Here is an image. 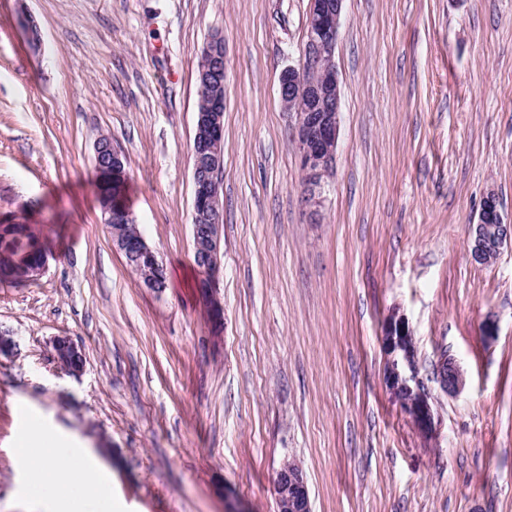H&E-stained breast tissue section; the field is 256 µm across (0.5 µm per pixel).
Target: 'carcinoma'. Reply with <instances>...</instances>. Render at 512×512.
<instances>
[{
    "label": "carcinoma",
    "instance_id": "carcinoma-1",
    "mask_svg": "<svg viewBox=\"0 0 512 512\" xmlns=\"http://www.w3.org/2000/svg\"><path fill=\"white\" fill-rule=\"evenodd\" d=\"M100 210H108L113 218L126 209L125 189L112 186L105 175L97 180ZM45 257L40 232L29 224H0V282L14 286L34 282L31 272L40 267Z\"/></svg>",
    "mask_w": 512,
    "mask_h": 512
}]
</instances>
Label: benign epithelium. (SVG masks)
<instances>
[{
	"mask_svg": "<svg viewBox=\"0 0 512 512\" xmlns=\"http://www.w3.org/2000/svg\"><path fill=\"white\" fill-rule=\"evenodd\" d=\"M344 0H309L306 41L299 64L284 70L279 79L283 108L295 114L296 143L303 176L306 206L313 214L322 206L325 177L332 172L340 124L341 88L336 69L335 51L339 37ZM208 66L200 69L198 81L210 86L220 78L224 65V35L211 36L203 50ZM224 97L215 93L197 112L192 157L193 255L201 273L204 297L211 317L222 319L223 304L218 296L217 278L223 255L220 191L224 172ZM109 171L112 180L123 186L128 173L121 152L110 144ZM126 223L112 226V241L128 257L131 268L147 288L159 287L160 263L139 232L131 211ZM512 245V224L504 221L499 199L494 191L484 197L478 222L471 225L469 252L473 262L492 263L505 245ZM384 353V383L412 427L425 440L437 434L440 415L437 399L426 378L420 375L415 336L405 316L393 309L383 324L380 338ZM54 360L71 377H79L87 358L81 345L68 336L52 341ZM434 376L440 390L449 396L460 394L466 377L456 360L439 357ZM277 512H311L309 492L303 470L293 461L280 466L274 480Z\"/></svg>",
	"mask_w": 512,
	"mask_h": 512,
	"instance_id": "benign-epithelium-1",
	"label": "benign epithelium"
}]
</instances>
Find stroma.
Returning a JSON list of instances; mask_svg holds the SVG:
<instances>
[{"label": "stroma", "mask_w": 512, "mask_h": 512, "mask_svg": "<svg viewBox=\"0 0 512 512\" xmlns=\"http://www.w3.org/2000/svg\"><path fill=\"white\" fill-rule=\"evenodd\" d=\"M309 0H0V221L52 255L0 284V512H29L22 413L94 453L121 512H275L283 460L312 512H512V249L472 263L495 191L512 215V0H345L341 124L317 219L302 200L281 72ZM41 36L31 48L27 19ZM224 35V305L193 256L197 66ZM127 161L133 218L162 263L145 288L96 202L94 143ZM420 369L454 357L427 444L383 384L382 324ZM67 335L77 378L52 356ZM52 347L54 360L65 374L75 378L83 374L87 358L81 345L69 336H57L52 341ZM434 376L440 390L449 396L460 394L466 385V377L456 360L441 355L435 365Z\"/></svg>", "instance_id": "1"}]
</instances>
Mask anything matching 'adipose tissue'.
<instances>
[{"label":"adipose tissue","mask_w":512,"mask_h":512,"mask_svg":"<svg viewBox=\"0 0 512 512\" xmlns=\"http://www.w3.org/2000/svg\"><path fill=\"white\" fill-rule=\"evenodd\" d=\"M22 492L38 512H113L112 477L82 449L63 444L31 421L19 450Z\"/></svg>","instance_id":"ef3b65f1"}]
</instances>
